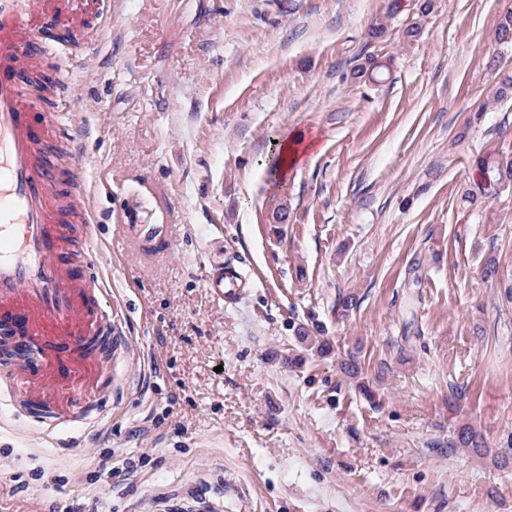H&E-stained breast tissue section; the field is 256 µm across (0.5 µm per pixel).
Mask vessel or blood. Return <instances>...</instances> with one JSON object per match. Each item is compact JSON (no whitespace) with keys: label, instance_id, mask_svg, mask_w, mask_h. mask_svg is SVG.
<instances>
[{"label":"vessel or blood","instance_id":"obj_1","mask_svg":"<svg viewBox=\"0 0 512 512\" xmlns=\"http://www.w3.org/2000/svg\"><path fill=\"white\" fill-rule=\"evenodd\" d=\"M84 0H0V337L26 358L13 371V391L28 418L53 427L101 413L96 394L103 359L90 353L102 329L94 271L95 217L88 199L64 200L60 175L44 150L74 142L57 111L25 95L27 66L43 51L41 33L83 14ZM205 285L220 302L236 301L245 282L215 263Z\"/></svg>","mask_w":512,"mask_h":512}]
</instances>
